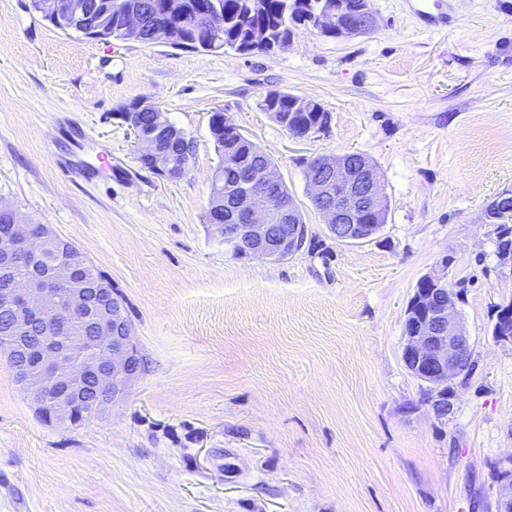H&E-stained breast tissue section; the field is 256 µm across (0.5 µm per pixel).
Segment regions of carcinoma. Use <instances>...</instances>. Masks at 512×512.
I'll return each instance as SVG.
<instances>
[{
	"label": "carcinoma",
	"mask_w": 512,
	"mask_h": 512,
	"mask_svg": "<svg viewBox=\"0 0 512 512\" xmlns=\"http://www.w3.org/2000/svg\"><path fill=\"white\" fill-rule=\"evenodd\" d=\"M173 2L175 0H152L153 9L147 21L149 34L177 31L191 41L195 52H237L255 24H266L277 43L296 34L302 26L318 29L313 18L324 0H191L209 14L200 21L193 17L180 19L169 9ZM259 108L289 133L311 129L325 132L329 127V113L307 109L297 104L296 95L285 91H267ZM224 116L221 110L213 112L210 133L218 152L223 154L229 149L231 153L223 158L221 182L211 183L212 197L222 190H238L243 170L256 168L260 162L273 164L255 143L238 139L233 128L224 127ZM487 214L492 217L491 223L497 225V253L505 255L507 249H512V217L501 218L492 207Z\"/></svg>",
	"instance_id": "1"
}]
</instances>
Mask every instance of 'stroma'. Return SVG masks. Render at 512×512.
Wrapping results in <instances>:
<instances>
[{
  "mask_svg": "<svg viewBox=\"0 0 512 512\" xmlns=\"http://www.w3.org/2000/svg\"><path fill=\"white\" fill-rule=\"evenodd\" d=\"M433 30L413 0H373L379 28L297 31L275 54L101 43L30 0H0V203L50 224L112 282L145 372L125 400L41 422L0 357V512H496L512 461V299L486 206L512 190V0H446ZM315 100L329 128L298 140L259 108ZM156 102L195 139L189 175L144 169L117 114ZM230 114L274 161L307 239L237 259L204 224L219 163L208 120ZM359 152L389 213L375 239L336 240L304 176ZM464 280L474 369L437 418L401 359L417 282Z\"/></svg>",
  "mask_w": 512,
  "mask_h": 512,
  "instance_id": "1",
  "label": "stroma"
}]
</instances>
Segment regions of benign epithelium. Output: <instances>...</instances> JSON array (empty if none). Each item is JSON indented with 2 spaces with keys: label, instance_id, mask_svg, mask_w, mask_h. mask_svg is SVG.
Segmentation results:
<instances>
[{
  "label": "benign epithelium",
  "instance_id": "7a95c632",
  "mask_svg": "<svg viewBox=\"0 0 512 512\" xmlns=\"http://www.w3.org/2000/svg\"><path fill=\"white\" fill-rule=\"evenodd\" d=\"M38 11L51 24H76L88 39L108 42L113 38L143 43L146 32L144 8H127L124 0H38ZM358 17L352 21L341 7L317 15L315 21L325 35L337 41L349 40L377 30L379 20L372 0H360ZM118 31H112V21ZM268 31L263 26L251 30L249 49L270 53L288 50L291 43L268 47ZM136 112L120 115L136 134L139 161L157 176L178 181L187 173L176 169L165 155L160 141L142 128L148 125L183 143V154L195 152L193 138L176 127L159 105L142 99ZM281 176L266 166L248 174L242 188L228 198L229 223L211 225V235L237 258L282 261L301 248L303 225L293 205H276ZM311 199L324 201L336 195L335 203L318 210L324 224L342 241L360 242L378 231L375 224L358 222L359 212H377L384 204L381 176L365 156L352 161L348 155L317 156L311 159L307 179ZM0 215L12 223L0 226V275L11 280L3 299L14 315L12 335L0 337V355L15 363L20 389L34 412L47 424L75 425L88 416L104 413L126 397L132 383L145 371V360L136 343L132 323L125 316L122 301L112 289H100L101 297L89 298L74 282L73 274L89 262L69 240L55 233L49 224L34 226L16 210L0 204ZM54 255H46L47 247ZM45 266L41 276L18 272L22 266ZM444 275L433 274L435 288H417L409 302L403 331L402 359L408 370L427 384V401L435 416H446L452 406L439 403L438 395L452 393L457 379L465 378L471 341L453 291L443 292ZM75 322H89L92 330L81 335H65ZM40 326L39 345L28 350L26 331ZM498 512H512V468H506L497 487Z\"/></svg>",
  "mask_w": 512,
  "mask_h": 512
}]
</instances>
